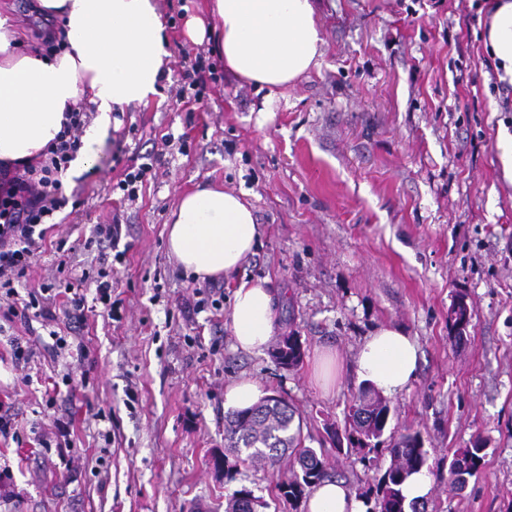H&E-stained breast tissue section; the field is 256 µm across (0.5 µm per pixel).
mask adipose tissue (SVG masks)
<instances>
[{
	"instance_id": "1",
	"label": "adipose tissue",
	"mask_w": 512,
	"mask_h": 512,
	"mask_svg": "<svg viewBox=\"0 0 512 512\" xmlns=\"http://www.w3.org/2000/svg\"><path fill=\"white\" fill-rule=\"evenodd\" d=\"M218 32L216 50L238 79L276 95L316 66L324 41L315 0H209ZM44 21L61 20L67 49L46 58L22 50L11 0H0V162L38 161L60 132L66 112L80 103L97 115L70 166L92 167L93 144L106 138L113 108L146 100L165 73V27L152 0H35ZM485 47L500 83L512 86V0H491ZM261 235L252 207L235 193L201 186L182 194L171 214L167 247L197 279L226 276L251 254ZM272 295L261 281L233 293L230 327L237 349L265 350L274 334ZM354 364L363 382L384 395L415 379L419 348L402 327L375 328ZM307 512H365L344 481L316 486Z\"/></svg>"
}]
</instances>
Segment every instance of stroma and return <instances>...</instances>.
<instances>
[{"mask_svg": "<svg viewBox=\"0 0 512 512\" xmlns=\"http://www.w3.org/2000/svg\"><path fill=\"white\" fill-rule=\"evenodd\" d=\"M154 5L168 36L166 77L113 116L93 171L63 174L70 204L27 281H66L61 240L72 264L89 267L97 253L85 239L119 220L128 248L112 275L120 317L88 315L58 356L41 320L0 316V415L12 420L0 436V512H224L240 484L217 475L212 458L224 448V389L247 377L294 406L305 446L332 477L366 486L372 473L326 432L343 424L362 383L348 368L321 388L313 357L352 360L388 323L420 349L417 378L390 397L387 425L420 431L430 452L419 512H512V181L498 149L512 112L498 108L506 88L481 37L486 0H319L324 53L270 103L225 71L212 36L189 37L206 0ZM185 50L214 64L200 104L175 97ZM148 157L157 176L125 204L109 186ZM200 184L241 196L263 234L236 272L215 278L219 305L198 311L197 280L166 237L180 196ZM243 280L270 289L277 335L300 337L296 368L268 349L235 348L229 315ZM460 295L471 324L454 344L448 310ZM18 345L30 356L16 358ZM478 437L483 468L451 488L449 456ZM288 475L285 458L256 474L268 512H306L276 497Z\"/></svg>", "mask_w": 512, "mask_h": 512, "instance_id": "stroma-1", "label": "stroma"}]
</instances>
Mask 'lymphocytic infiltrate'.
<instances>
[{"instance_id":"1","label":"lymphocytic infiltrate","mask_w":512,"mask_h":512,"mask_svg":"<svg viewBox=\"0 0 512 512\" xmlns=\"http://www.w3.org/2000/svg\"><path fill=\"white\" fill-rule=\"evenodd\" d=\"M85 124L80 111L67 113L55 146L30 165L0 164V305L6 316L34 312L43 321L57 319L53 284H42L20 300L16 282L26 277L43 248L49 225L67 203L62 176L81 147Z\"/></svg>"}]
</instances>
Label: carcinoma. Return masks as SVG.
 <instances>
[{"label":"carcinoma","instance_id":"obj_1","mask_svg":"<svg viewBox=\"0 0 512 512\" xmlns=\"http://www.w3.org/2000/svg\"><path fill=\"white\" fill-rule=\"evenodd\" d=\"M353 405L358 410L348 411L344 431L336 432L337 450L355 452L367 470L377 467L379 452L384 450L391 458L377 482L359 492L358 497L367 506L366 512H407L409 504L402 486L410 476L424 469L429 460L421 433L408 430L397 437L392 435L386 444L382 436L390 419L389 402L365 388L353 400ZM294 419V409L282 397L229 413L224 434V479L233 482L248 468L273 466L287 450L293 453L292 471L288 478L277 483L278 497L290 504L297 503L306 491L327 479L329 472L324 456L302 447L301 427L294 425ZM342 442L347 447L340 446ZM486 455V443L479 437L456 451L448 462V482L456 489L463 488L467 479L480 471ZM254 499L253 491L243 485L227 499L225 512H250V501Z\"/></svg>","mask_w":512,"mask_h":512}]
</instances>
